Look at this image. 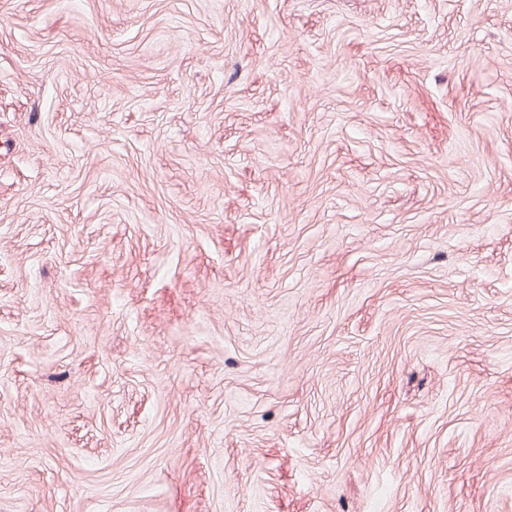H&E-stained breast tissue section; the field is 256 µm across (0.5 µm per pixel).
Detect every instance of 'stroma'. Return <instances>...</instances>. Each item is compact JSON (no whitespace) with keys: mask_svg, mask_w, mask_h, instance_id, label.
<instances>
[{"mask_svg":"<svg viewBox=\"0 0 512 512\" xmlns=\"http://www.w3.org/2000/svg\"><path fill=\"white\" fill-rule=\"evenodd\" d=\"M0 512H512V0H0Z\"/></svg>","mask_w":512,"mask_h":512,"instance_id":"35a3bbf8","label":"stroma"}]
</instances>
